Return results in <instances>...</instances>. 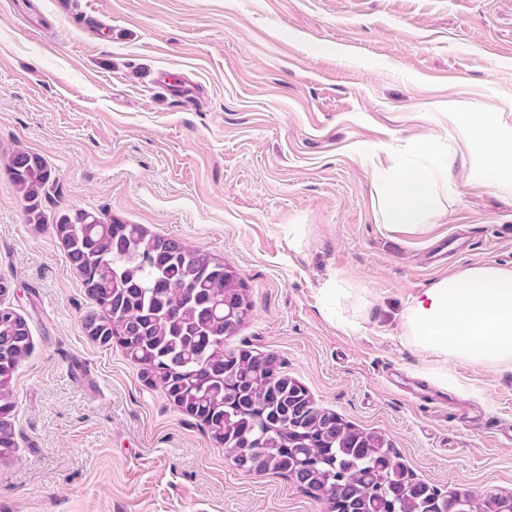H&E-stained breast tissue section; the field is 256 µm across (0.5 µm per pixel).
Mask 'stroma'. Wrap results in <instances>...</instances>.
<instances>
[{"label":"stroma","instance_id":"35a3bbf8","mask_svg":"<svg viewBox=\"0 0 512 512\" xmlns=\"http://www.w3.org/2000/svg\"><path fill=\"white\" fill-rule=\"evenodd\" d=\"M451 100L512 127V0H0V279L32 334L0 512H323L237 469L88 336L95 304L51 226L27 223L16 148L51 168L50 211L105 212L232 267L252 310L228 349L274 356L443 493L512 494V368L445 367L404 335L435 282L512 267V195L468 179ZM427 135L454 197L424 233L390 232L374 174ZM334 278L351 294L331 315Z\"/></svg>","mask_w":512,"mask_h":512}]
</instances>
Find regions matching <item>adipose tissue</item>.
Masks as SVG:
<instances>
[{
  "mask_svg": "<svg viewBox=\"0 0 512 512\" xmlns=\"http://www.w3.org/2000/svg\"><path fill=\"white\" fill-rule=\"evenodd\" d=\"M448 121L476 157L471 180L512 192V128L497 113L453 102ZM453 193L448 157L428 138L376 174L379 221L391 231H423ZM404 330L412 345L447 364L512 365V268L472 266L439 280L412 299Z\"/></svg>",
  "mask_w": 512,
  "mask_h": 512,
  "instance_id": "obj_1",
  "label": "adipose tissue"
}]
</instances>
